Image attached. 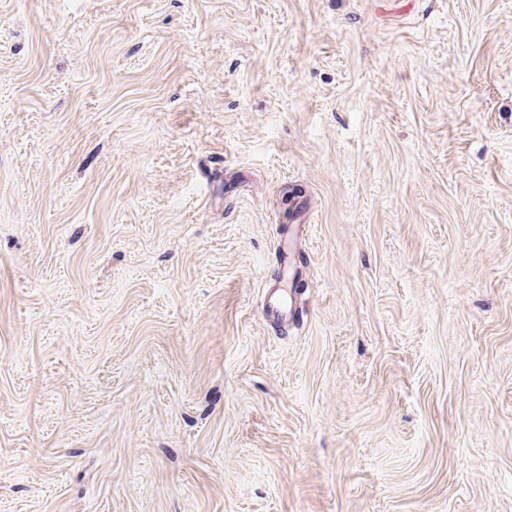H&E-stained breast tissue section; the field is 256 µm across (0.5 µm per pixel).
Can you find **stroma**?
Segmentation results:
<instances>
[{"instance_id":"1","label":"stroma","mask_w":512,"mask_h":512,"mask_svg":"<svg viewBox=\"0 0 512 512\" xmlns=\"http://www.w3.org/2000/svg\"><path fill=\"white\" fill-rule=\"evenodd\" d=\"M0 512H512V0H0ZM292 311L293 303L289 302L285 294H269L266 299V312L272 320L288 323V316L292 315Z\"/></svg>"}]
</instances>
